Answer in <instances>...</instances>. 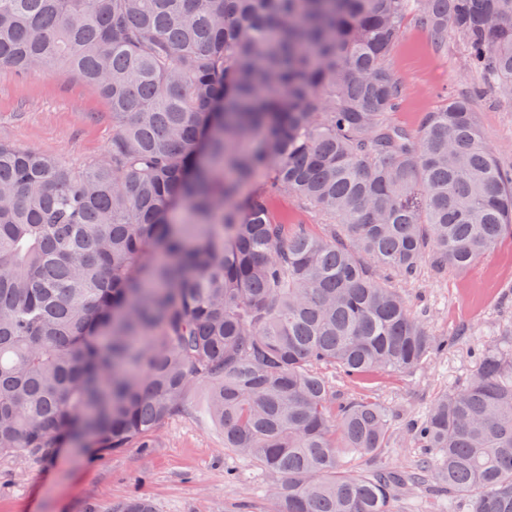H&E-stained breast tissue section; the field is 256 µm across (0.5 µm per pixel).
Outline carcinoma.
<instances>
[{"label": "carcinoma", "mask_w": 512, "mask_h": 512, "mask_svg": "<svg viewBox=\"0 0 512 512\" xmlns=\"http://www.w3.org/2000/svg\"><path fill=\"white\" fill-rule=\"evenodd\" d=\"M411 12L512 98V0H0V67H64L112 108L80 168L0 142V456L156 448L199 383L224 447L277 477L275 512H396L395 476L342 465L388 447L384 410L318 368L365 380L447 348L389 275L512 233L471 97L391 121ZM504 336L410 426L469 512H512Z\"/></svg>", "instance_id": "cac0c4a2"}]
</instances>
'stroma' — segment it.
Listing matches in <instances>:
<instances>
[{
    "instance_id": "stroma-1",
    "label": "stroma",
    "mask_w": 512,
    "mask_h": 512,
    "mask_svg": "<svg viewBox=\"0 0 512 512\" xmlns=\"http://www.w3.org/2000/svg\"><path fill=\"white\" fill-rule=\"evenodd\" d=\"M389 65L404 86L394 122L418 129L425 113L440 108L447 96L473 95L485 144L503 167L512 166V105L493 82L470 69L456 35L436 45L418 17L408 14ZM0 141L79 168L107 154L112 110L93 85L68 71L22 78L0 67ZM398 287L410 311L433 335L447 339L448 347L409 372H383L361 382L327 371L337 399L368 400L387 411L389 447L374 456L344 458L362 474L413 470L425 454L412 442L410 422L438 397L465 385L477 369L475 351L496 343L512 326V237H502L467 269L437 274L425 265ZM190 403L189 416L163 425L157 448L94 458L69 448L48 459L0 457V512H111L133 495L150 499L156 512H273L267 495L273 475L225 447L224 431L208 411L205 385L193 387ZM395 496L399 512H468L466 499L449 505L431 477L399 486Z\"/></svg>"
}]
</instances>
